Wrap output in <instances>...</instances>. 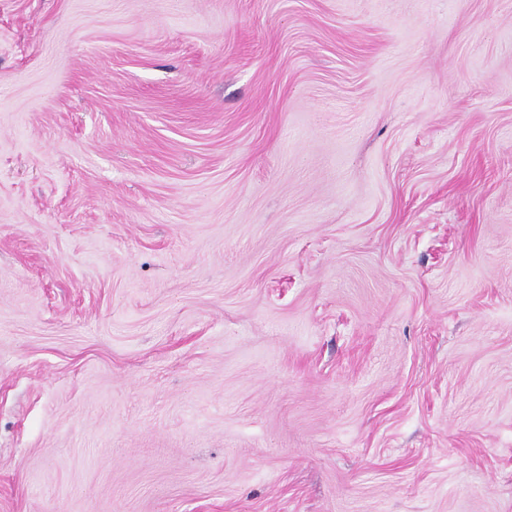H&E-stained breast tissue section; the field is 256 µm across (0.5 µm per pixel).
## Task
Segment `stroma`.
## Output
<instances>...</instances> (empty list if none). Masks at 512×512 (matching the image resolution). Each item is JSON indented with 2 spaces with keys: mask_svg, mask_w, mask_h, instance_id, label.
I'll return each mask as SVG.
<instances>
[{
  "mask_svg": "<svg viewBox=\"0 0 512 512\" xmlns=\"http://www.w3.org/2000/svg\"><path fill=\"white\" fill-rule=\"evenodd\" d=\"M0 512H512V0H0Z\"/></svg>",
  "mask_w": 512,
  "mask_h": 512,
  "instance_id": "stroma-1",
  "label": "stroma"
}]
</instances>
